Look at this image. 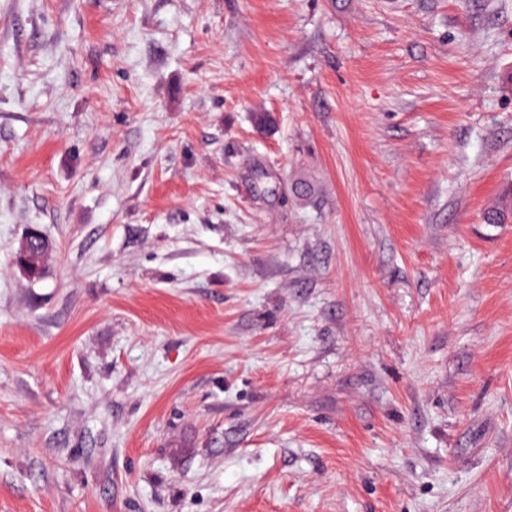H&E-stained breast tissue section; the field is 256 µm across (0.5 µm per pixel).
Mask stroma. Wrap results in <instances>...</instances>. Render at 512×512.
I'll return each instance as SVG.
<instances>
[{
    "instance_id": "35a3bbf8",
    "label": "stroma",
    "mask_w": 512,
    "mask_h": 512,
    "mask_svg": "<svg viewBox=\"0 0 512 512\" xmlns=\"http://www.w3.org/2000/svg\"><path fill=\"white\" fill-rule=\"evenodd\" d=\"M510 184L512 0H0V512H512ZM488 224H511L512 222V187L507 188L496 206L484 214ZM34 240L40 241L44 249H49V242L38 230H31L27 234V236L22 240L18 251L17 261L21 271L30 278H36L40 276L42 268L37 266L36 264H42L43 266L44 259L47 254L46 251H42V249L40 248V244L35 241L32 245L29 258L31 262L36 264L30 262L28 258V251L31 243Z\"/></svg>"
}]
</instances>
